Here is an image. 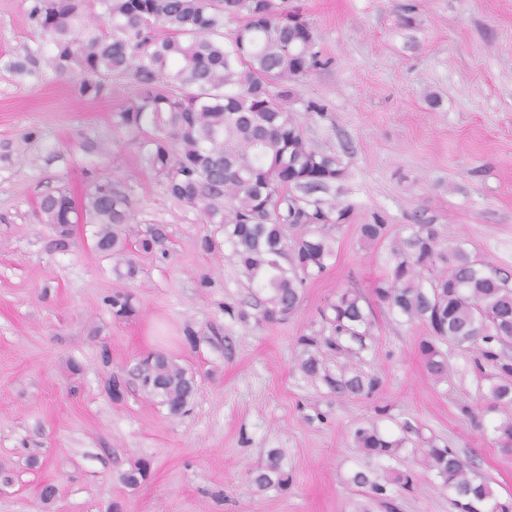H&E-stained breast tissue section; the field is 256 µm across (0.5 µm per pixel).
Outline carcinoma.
I'll list each match as a JSON object with an SVG mask.
<instances>
[{
	"mask_svg": "<svg viewBox=\"0 0 512 512\" xmlns=\"http://www.w3.org/2000/svg\"><path fill=\"white\" fill-rule=\"evenodd\" d=\"M86 0H31L29 18L49 36L55 69L77 74L80 96L106 94L112 74L128 76L134 93L114 113V122L143 136L146 167L177 202L200 212L207 224L224 225V247L236 258L246 287L266 322L288 318L300 305L307 283L321 278L336 257L334 232L352 221V208L316 193L346 171L343 159L311 144L288 107V83L324 65L309 23L287 0H96L98 22L87 23ZM244 21L224 37V19ZM167 34L159 37L156 29ZM44 44L27 50L8 68L17 74ZM129 194L110 178L95 180L77 200L64 188L41 197L38 208L60 234L73 224L97 227V248L126 264L124 225L130 221ZM368 245L387 243L383 277L372 294L427 335L418 351L427 374L448 378L445 344L469 348L484 399L504 418L493 431L512 447V275L470 254L465 242L440 243L431 224H407L391 233L374 213L359 225ZM163 242L150 229L136 241L150 254ZM330 336L302 335L300 369L324 383L338 398L372 397L381 387L375 375L348 365L336 373L319 358L325 346L351 353L366 347L373 323L355 288L336 295L321 313ZM139 388L159 398L173 416L188 412L195 389L191 372L160 353L143 357L133 370ZM418 433L410 424L392 438L370 421L354 430V441L368 459L395 460ZM430 471L454 493L456 512H512L509 501L477 482L454 449L420 439ZM281 453L251 471L259 490L288 486ZM350 482L366 490L386 512H395L392 492L410 493V469L390 467L383 477L357 470Z\"/></svg>",
	"mask_w": 512,
	"mask_h": 512,
	"instance_id": "carcinoma-1",
	"label": "carcinoma"
}]
</instances>
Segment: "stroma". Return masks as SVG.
<instances>
[{
    "instance_id": "obj_1",
    "label": "stroma",
    "mask_w": 512,
    "mask_h": 512,
    "mask_svg": "<svg viewBox=\"0 0 512 512\" xmlns=\"http://www.w3.org/2000/svg\"><path fill=\"white\" fill-rule=\"evenodd\" d=\"M288 4L325 61L292 83L290 105L308 140L342 157L346 173L328 194L354 217L298 310L267 323L230 252L204 245L223 232L173 200L146 170L139 135L113 123L130 79L113 75L105 96L87 99L50 54L34 74L8 70L44 35L30 0H0V512H384L348 481L386 467L354 443L373 419L393 434L411 423L497 497L512 496V450L490 430L500 416L484 409L471 351L449 350L447 381L432 380L418 352L424 327L372 300V334L348 359L383 385L373 398L341 399L299 370L297 344L321 330L319 311L340 291L369 296L383 275L385 249L359 237L372 213L397 230L434 225L443 243L466 240L473 256L512 272V0ZM310 101L324 114L306 111ZM96 177L125 186L132 231L165 234L137 256L135 277L118 276L93 225L63 239L39 214L41 196L64 187L82 197ZM118 291L131 317L113 314ZM151 352L193 373L187 414L134 389L107 392L110 375ZM320 357L332 372L348 360L327 348ZM274 449L288 485L257 489L249 473ZM137 461L147 475L126 485ZM399 465L417 480L400 512H455L414 444Z\"/></svg>"
}]
</instances>
